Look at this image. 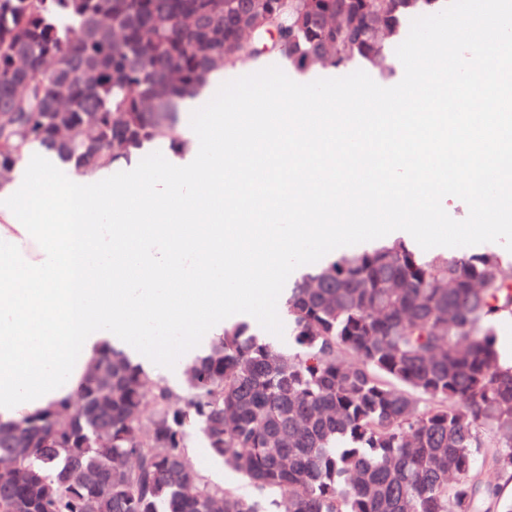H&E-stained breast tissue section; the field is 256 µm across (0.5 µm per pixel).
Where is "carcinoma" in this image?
Wrapping results in <instances>:
<instances>
[{"instance_id": "carcinoma-1", "label": "carcinoma", "mask_w": 512, "mask_h": 512, "mask_svg": "<svg viewBox=\"0 0 512 512\" xmlns=\"http://www.w3.org/2000/svg\"><path fill=\"white\" fill-rule=\"evenodd\" d=\"M426 0H0V170L28 148L78 174L166 140L182 105L224 68L270 54L305 70L384 67ZM296 347L245 323L185 370L176 396L121 351L78 398L0 425V512H259L187 462L186 434L275 512H512V320L497 254L423 258L396 241L294 281Z\"/></svg>"}]
</instances>
